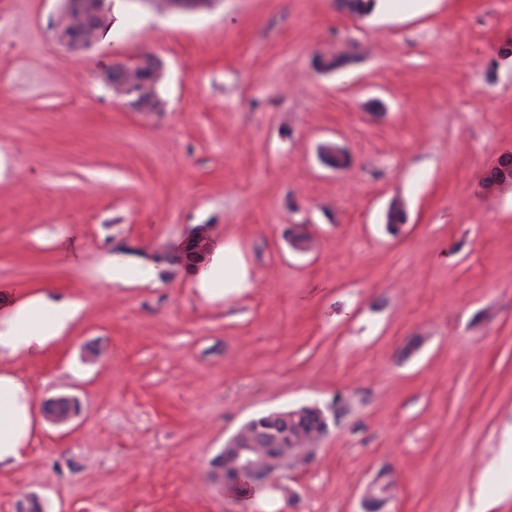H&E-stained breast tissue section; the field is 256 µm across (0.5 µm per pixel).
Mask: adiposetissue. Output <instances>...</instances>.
Here are the masks:
<instances>
[{"mask_svg":"<svg viewBox=\"0 0 512 512\" xmlns=\"http://www.w3.org/2000/svg\"><path fill=\"white\" fill-rule=\"evenodd\" d=\"M76 306L50 304L41 297L18 302L0 318V349L28 353L42 349L77 317ZM36 403L26 384L15 375L0 373V463L19 462L30 439Z\"/></svg>","mask_w":512,"mask_h":512,"instance_id":"adipose-tissue-1","label":"adipose tissue"}]
</instances>
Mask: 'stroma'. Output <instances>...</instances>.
<instances>
[{
    "mask_svg": "<svg viewBox=\"0 0 512 512\" xmlns=\"http://www.w3.org/2000/svg\"><path fill=\"white\" fill-rule=\"evenodd\" d=\"M123 5L75 52L63 0H0V315L81 306L36 354L0 351L38 409L0 512H364L383 470L378 512H512V185H484L512 153V0ZM342 42L361 57L317 72ZM142 56L161 64L153 112L104 80ZM328 143L348 169L320 161ZM201 224L244 288L165 261ZM339 395L310 463L244 498L210 481L245 422Z\"/></svg>",
    "mask_w": 512,
    "mask_h": 512,
    "instance_id": "obj_1",
    "label": "stroma"
}]
</instances>
